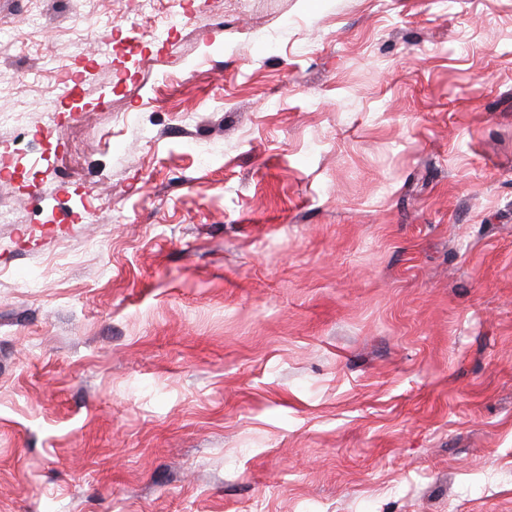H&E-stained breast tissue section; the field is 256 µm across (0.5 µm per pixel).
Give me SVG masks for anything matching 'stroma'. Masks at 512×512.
<instances>
[{
  "instance_id": "stroma-1",
  "label": "stroma",
  "mask_w": 512,
  "mask_h": 512,
  "mask_svg": "<svg viewBox=\"0 0 512 512\" xmlns=\"http://www.w3.org/2000/svg\"><path fill=\"white\" fill-rule=\"evenodd\" d=\"M245 2L0 0V512H512V0ZM166 15L163 21L149 24L144 19H136L121 16L124 26L135 34L132 37H125L121 41L126 43L127 49L131 52H142L145 44L150 42L167 44L170 42L172 32L186 21L191 19L192 13L187 0H166ZM146 29L145 37H141V30Z\"/></svg>"
}]
</instances>
